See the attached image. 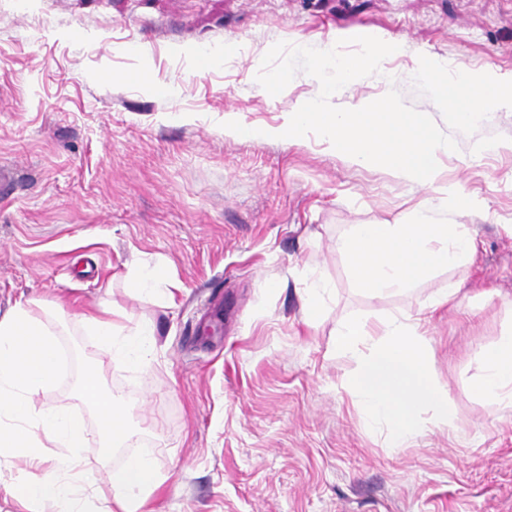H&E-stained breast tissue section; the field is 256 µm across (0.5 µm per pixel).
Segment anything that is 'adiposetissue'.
<instances>
[{"label":"adipose tissue","mask_w":512,"mask_h":512,"mask_svg":"<svg viewBox=\"0 0 512 512\" xmlns=\"http://www.w3.org/2000/svg\"><path fill=\"white\" fill-rule=\"evenodd\" d=\"M414 72L430 90L433 110L450 113L459 125L512 111V78L499 77L492 70L451 78L440 61L423 57L416 61ZM70 322L90 335L92 347L139 365L148 364L155 347L154 325L133 319L120 308L75 313ZM420 327V317L400 314L375 329L358 319L343 321L336 329L337 350L349 353L356 363L351 388L370 420L390 426L395 448L423 435L421 406H429L438 422L449 419L448 391L433 375L428 341ZM479 359L476 395L494 409H512V328L483 348ZM108 480L114 512H153L150 503L163 477L151 458H131L110 472Z\"/></svg>","instance_id":"1"}]
</instances>
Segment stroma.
Returning a JSON list of instances; mask_svg holds the SVG:
<instances>
[{
	"mask_svg": "<svg viewBox=\"0 0 512 512\" xmlns=\"http://www.w3.org/2000/svg\"><path fill=\"white\" fill-rule=\"evenodd\" d=\"M370 35L395 43L386 78L352 95L397 90L457 144L442 158L476 209L474 263L407 292L356 289L336 239L391 224L423 191L360 167L314 134L300 142L225 134L237 121L277 128L320 86L297 72L278 95L256 76L276 43L320 48ZM512 78V0H0V316L19 297L68 313L118 305L157 330L150 369L95 351L53 318L69 355L98 370L133 411L131 440L101 473L147 454L171 478L156 512H512V410L478 400V353L512 325V112L469 127L433 111L415 62ZM165 264L173 307L127 284L132 258ZM331 286L306 323L300 293ZM460 305L427 329L452 417L405 448L369 422L335 347L345 320L415 313L449 280ZM24 459L0 457V512H49L15 497Z\"/></svg>",
	"mask_w": 512,
	"mask_h": 512,
	"instance_id": "stroma-1",
	"label": "stroma"
}]
</instances>
